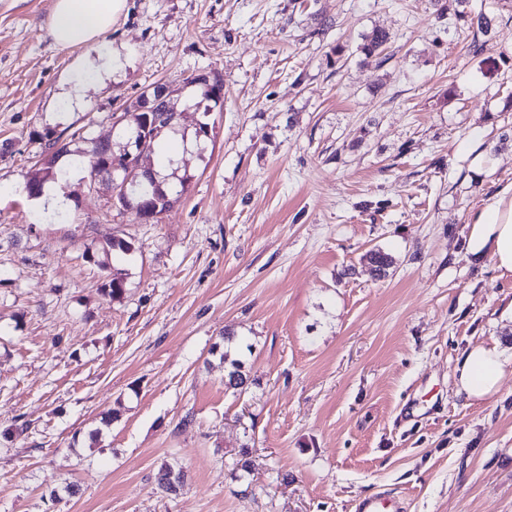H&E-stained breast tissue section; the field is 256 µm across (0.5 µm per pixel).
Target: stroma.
Listing matches in <instances>:
<instances>
[{
    "label": "stroma",
    "instance_id": "1",
    "mask_svg": "<svg viewBox=\"0 0 512 512\" xmlns=\"http://www.w3.org/2000/svg\"><path fill=\"white\" fill-rule=\"evenodd\" d=\"M52 8L0 0V512H357L380 493L512 512V274L466 253L512 182V0H466L495 18L477 54L430 0H126L99 47L122 66L77 102L61 86L83 52L52 43ZM376 28L382 65L359 50ZM203 71L223 107L183 115L213 137L159 221L80 175L29 197L46 131L112 136L121 159L125 104ZM112 238L132 252L103 255ZM475 345L505 362L485 401L456 387Z\"/></svg>",
    "mask_w": 512,
    "mask_h": 512
}]
</instances>
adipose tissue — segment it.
Returning a JSON list of instances; mask_svg holds the SVG:
<instances>
[{
	"label": "adipose tissue",
	"mask_w": 512,
	"mask_h": 512,
	"mask_svg": "<svg viewBox=\"0 0 512 512\" xmlns=\"http://www.w3.org/2000/svg\"><path fill=\"white\" fill-rule=\"evenodd\" d=\"M126 0H54L48 33L62 48L82 47V67L97 66L94 54L100 37L123 13ZM472 259L491 257L501 273L512 274V183L499 188L474 217L467 239ZM505 365L493 350L472 347L459 370L457 388L466 397L487 400L495 396Z\"/></svg>",
	"instance_id": "adipose-tissue-1"
}]
</instances>
